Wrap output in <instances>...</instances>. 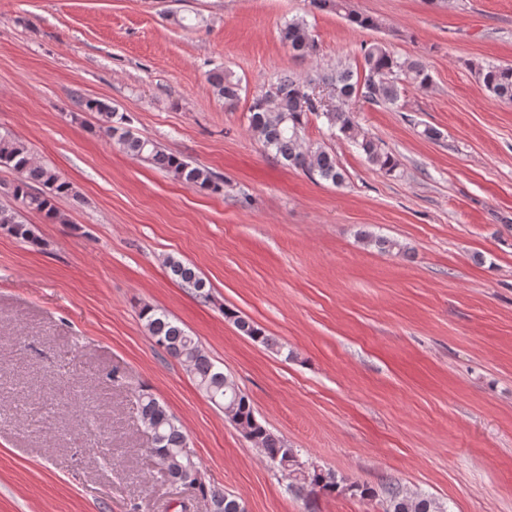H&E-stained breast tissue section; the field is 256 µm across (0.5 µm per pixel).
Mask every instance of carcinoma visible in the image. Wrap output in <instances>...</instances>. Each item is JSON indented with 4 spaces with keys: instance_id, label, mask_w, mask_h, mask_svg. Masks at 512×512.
Wrapping results in <instances>:
<instances>
[{
    "instance_id": "obj_1",
    "label": "carcinoma",
    "mask_w": 512,
    "mask_h": 512,
    "mask_svg": "<svg viewBox=\"0 0 512 512\" xmlns=\"http://www.w3.org/2000/svg\"><path fill=\"white\" fill-rule=\"evenodd\" d=\"M310 6L340 14L349 24L361 29L379 27L375 18L352 9L351 0H310ZM282 39L300 57L317 53V42L303 20L289 21L282 30ZM476 75L492 100L512 103L511 64L480 65ZM207 80L213 94L224 104L232 106L237 102L240 84L232 72L217 67L209 71ZM406 84L420 88L433 84L425 63L420 59L402 58L384 44L373 42L362 48L359 71L338 62L336 67L317 71L304 82L289 74L275 78L265 92L253 99L249 107V126L260 138L264 150L280 162L298 168L312 178L340 185L345 180V172L336 155L322 147L303 146L301 132L309 116L315 115L324 120L331 133L338 132L350 140L373 167L392 174L398 168V160L377 140L360 133L354 113L346 108V103L354 99L375 105H394ZM321 86L329 89V95L336 99V104L328 105L323 101L316 92ZM84 107L85 111L94 114L99 134L124 153L149 162L189 188L212 192L223 189L208 169L193 166L153 140L134 134L129 128L128 117L116 112L111 105L87 100ZM0 166L17 174L8 195L18 203L16 207L0 204V228L32 246L41 245L33 225L23 220L22 210L36 211L53 224L65 222L55 201L71 195V183L55 168L35 161L30 147L9 133L0 134ZM363 239L381 252L399 255L407 252L400 243L371 233L364 234ZM166 265L170 274L193 290L196 296L204 300L209 298L207 283L194 267L173 256L167 258ZM224 315L232 319L241 335L281 352V345L255 322L231 311L224 312ZM139 316L155 344L187 367L198 388L213 404L224 410L225 416L240 433L261 450L266 461L288 472L290 487L295 493L300 495L310 488L323 494H342L351 487L352 496L361 499L376 496L373 488L350 482L332 470L314 466L300 468L298 450L288 446L286 440L256 418L248 396L232 376L224 374L210 359L197 338L165 312L152 306L142 307ZM139 412L142 423L153 437L152 452L159 459L166 458L161 469L172 483L210 499L216 512H245L237 497L206 485L195 456L180 453L181 449L188 447L186 434L162 402L150 393H143L139 397ZM386 493L384 512H447L442 503L421 494L408 495L394 484L388 486Z\"/></svg>"
}]
</instances>
